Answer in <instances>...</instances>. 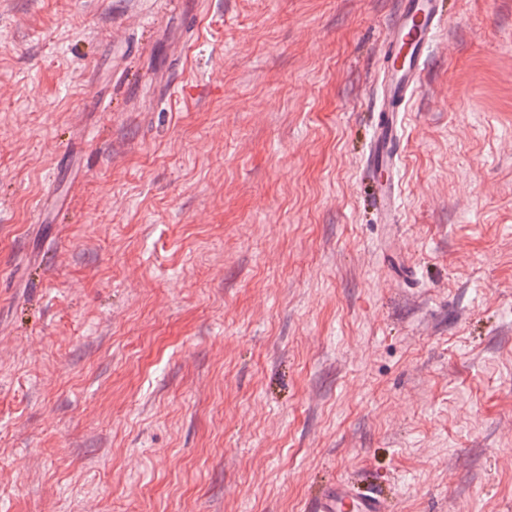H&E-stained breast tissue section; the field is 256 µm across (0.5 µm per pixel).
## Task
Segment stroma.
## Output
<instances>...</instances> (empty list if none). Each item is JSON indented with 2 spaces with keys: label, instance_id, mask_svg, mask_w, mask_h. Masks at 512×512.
I'll use <instances>...</instances> for the list:
<instances>
[{
  "label": "stroma",
  "instance_id": "stroma-1",
  "mask_svg": "<svg viewBox=\"0 0 512 512\" xmlns=\"http://www.w3.org/2000/svg\"><path fill=\"white\" fill-rule=\"evenodd\" d=\"M207 2L0 0V512H512V0H446L396 224L394 0ZM385 27L376 86L380 104L363 155L369 174L368 195L376 223H398L396 188L391 173L400 158L403 113L420 88L425 64L439 31L448 22L441 0H396ZM387 504L377 492L360 490L338 481L312 504V512H387Z\"/></svg>",
  "mask_w": 512,
  "mask_h": 512
}]
</instances>
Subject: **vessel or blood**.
<instances>
[{"instance_id":"obj_1","label":"vessel or blood","mask_w":512,"mask_h":512,"mask_svg":"<svg viewBox=\"0 0 512 512\" xmlns=\"http://www.w3.org/2000/svg\"><path fill=\"white\" fill-rule=\"evenodd\" d=\"M397 9L381 44L376 86L380 104L363 155L368 195L376 221L397 223L396 188L391 177L400 158L403 114L420 88L429 52L448 18L441 0H396ZM377 492L339 481L313 503L311 512H386Z\"/></svg>"}]
</instances>
